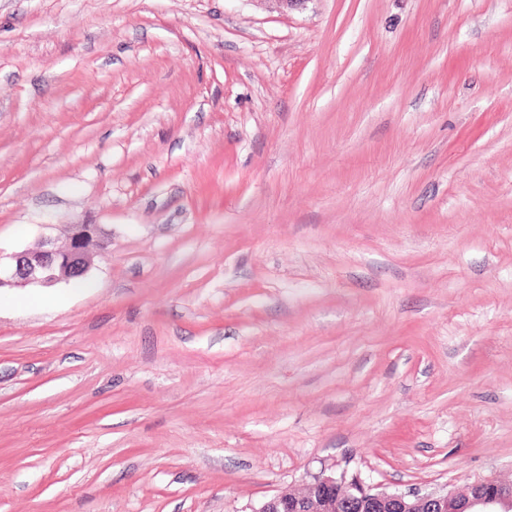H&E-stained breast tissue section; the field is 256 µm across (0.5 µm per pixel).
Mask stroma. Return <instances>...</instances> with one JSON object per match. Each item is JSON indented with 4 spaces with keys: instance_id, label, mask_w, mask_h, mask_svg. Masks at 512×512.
I'll list each match as a JSON object with an SVG mask.
<instances>
[{
    "instance_id": "1",
    "label": "stroma",
    "mask_w": 512,
    "mask_h": 512,
    "mask_svg": "<svg viewBox=\"0 0 512 512\" xmlns=\"http://www.w3.org/2000/svg\"><path fill=\"white\" fill-rule=\"evenodd\" d=\"M0 512L512 479V0H0ZM95 238V224H73L64 246L45 242L36 249L9 257L0 253V290L6 287H51L61 281L82 278L92 261L88 248Z\"/></svg>"
}]
</instances>
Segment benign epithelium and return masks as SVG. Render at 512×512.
<instances>
[{
	"mask_svg": "<svg viewBox=\"0 0 512 512\" xmlns=\"http://www.w3.org/2000/svg\"><path fill=\"white\" fill-rule=\"evenodd\" d=\"M95 238L96 225L73 224L63 246L45 242L9 257L0 255V289L51 287L82 278ZM252 512H512V480L479 479L462 492H387L366 484L358 473L322 474L299 491L268 498Z\"/></svg>",
	"mask_w": 512,
	"mask_h": 512,
	"instance_id": "7a95c632",
	"label": "benign epithelium"
}]
</instances>
